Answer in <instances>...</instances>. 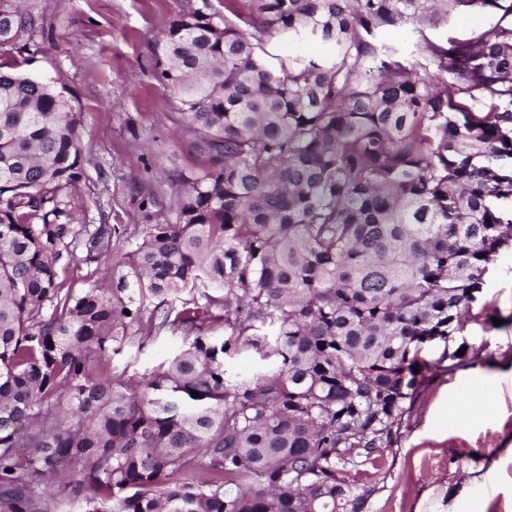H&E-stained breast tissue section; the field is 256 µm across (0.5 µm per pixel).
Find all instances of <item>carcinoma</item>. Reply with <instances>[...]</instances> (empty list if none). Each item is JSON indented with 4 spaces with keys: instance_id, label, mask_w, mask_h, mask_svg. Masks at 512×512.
Instances as JSON below:
<instances>
[{
    "instance_id": "1",
    "label": "carcinoma",
    "mask_w": 512,
    "mask_h": 512,
    "mask_svg": "<svg viewBox=\"0 0 512 512\" xmlns=\"http://www.w3.org/2000/svg\"><path fill=\"white\" fill-rule=\"evenodd\" d=\"M237 2L165 32L159 77L207 164L107 290L60 280L124 235L74 221L77 115L54 82L0 71V512H49V488L78 512H365L423 353L462 359L512 249V25L424 41L422 74L376 35L512 0ZM42 31L0 0V47ZM166 328L185 344L141 380L94 368ZM250 352L260 372H228ZM357 458L373 478H351Z\"/></svg>"
}]
</instances>
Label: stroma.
<instances>
[{"label":"stroma","instance_id":"35a3bbf8","mask_svg":"<svg viewBox=\"0 0 512 512\" xmlns=\"http://www.w3.org/2000/svg\"><path fill=\"white\" fill-rule=\"evenodd\" d=\"M45 37L22 50L0 47V64L66 89L85 146L78 184L81 224H122L129 253L142 228L164 221L171 181L206 159L177 122L172 93L155 71L163 32L195 0H31ZM497 15L458 12L447 26L381 32L409 65H425L424 41L467 39ZM466 351L453 369L433 364L412 415L385 451L381 488L366 512H512V251L490 264L457 338ZM181 332L161 330L112 355L111 373L140 375L177 352ZM491 404L455 424L449 405L468 407L483 393ZM477 487H470V480Z\"/></svg>","mask_w":512,"mask_h":512}]
</instances>
